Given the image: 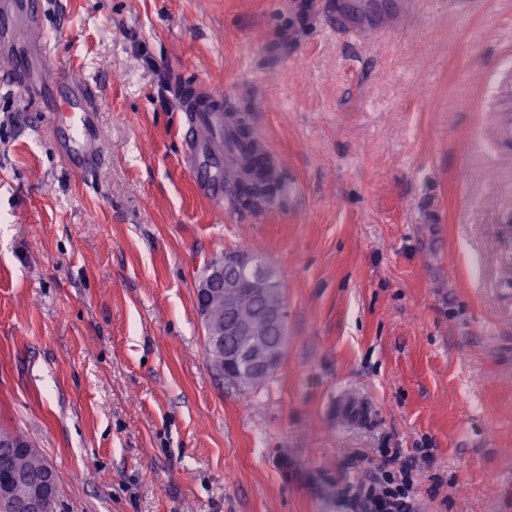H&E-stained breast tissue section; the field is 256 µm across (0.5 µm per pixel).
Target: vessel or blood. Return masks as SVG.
I'll return each mask as SVG.
<instances>
[{"mask_svg":"<svg viewBox=\"0 0 512 512\" xmlns=\"http://www.w3.org/2000/svg\"><path fill=\"white\" fill-rule=\"evenodd\" d=\"M44 12V0H0L1 40L11 41L17 21H24L29 28V38L20 52V62L16 68L0 72V77L43 101L45 111L53 115L50 129L60 135L58 146L67 169L85 173L101 159L96 88L68 68L54 69L50 85H43L42 73L52 58L41 36ZM173 90L177 107L183 112L186 123L198 132L208 128L214 133L213 139L197 134L184 144L186 155L199 166L200 185L204 190L222 186L224 163L228 160L252 178L270 172L267 155L254 156L240 151L233 156H225L224 136L228 134L229 126L224 120L221 95L180 80L175 81Z\"/></svg>","mask_w":512,"mask_h":512,"instance_id":"1","label":"vessel or blood"}]
</instances>
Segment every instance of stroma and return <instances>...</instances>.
Returning a JSON list of instances; mask_svg holds the SVG:
<instances>
[{
	"label": "stroma",
	"mask_w": 512,
	"mask_h": 512,
	"mask_svg": "<svg viewBox=\"0 0 512 512\" xmlns=\"http://www.w3.org/2000/svg\"><path fill=\"white\" fill-rule=\"evenodd\" d=\"M46 24L104 154L70 173L0 87V425L56 512H350L395 451L423 512H512V0H46ZM179 77L260 131L273 196L196 191ZM243 248L287 305L254 388L196 305Z\"/></svg>",
	"instance_id": "35a3bbf8"
}]
</instances>
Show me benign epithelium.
Wrapping results in <instances>:
<instances>
[{"label": "benign epithelium", "instance_id": "obj_1", "mask_svg": "<svg viewBox=\"0 0 512 512\" xmlns=\"http://www.w3.org/2000/svg\"><path fill=\"white\" fill-rule=\"evenodd\" d=\"M250 269L242 280L234 276L239 269ZM272 285L266 267L255 257L226 253L215 260L197 288L198 309L208 336L206 348L224 352V375L247 388L260 376L272 374L282 361L286 336L285 305H265L257 315L266 324L273 342L253 334L252 319L239 314V306L256 301ZM55 473L45 467L40 474L6 476L0 480V498L12 502L13 512H44L54 493Z\"/></svg>", "mask_w": 512, "mask_h": 512}]
</instances>
